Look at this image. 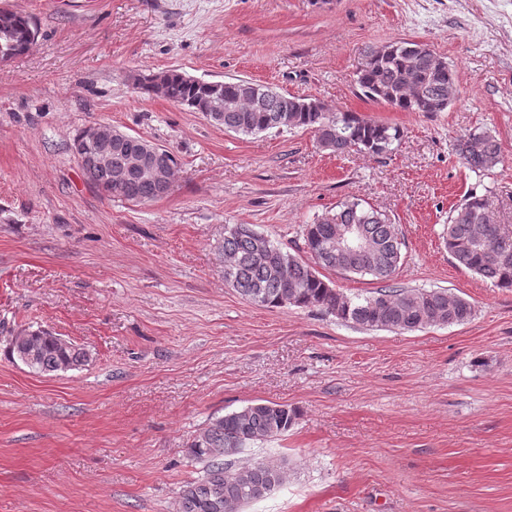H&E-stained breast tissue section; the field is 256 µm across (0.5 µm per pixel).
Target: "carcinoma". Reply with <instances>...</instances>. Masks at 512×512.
<instances>
[{"label": "carcinoma", "instance_id": "1", "mask_svg": "<svg viewBox=\"0 0 512 512\" xmlns=\"http://www.w3.org/2000/svg\"><path fill=\"white\" fill-rule=\"evenodd\" d=\"M37 27L27 16L10 12L0 16V62L24 53ZM405 41L382 48L383 55H365L356 71L364 95L377 103L404 112H428L429 102L448 105V83L455 74L443 60L412 62L403 53ZM147 95L161 92L167 100L204 112L225 101L238 100V111L224 113L226 131L251 135L270 129L302 128L314 133L319 146L336 153L365 151L382 155L393 150L400 129L388 123L339 112L336 122L348 141L339 143L338 128L330 126L316 98L281 95L264 109L248 96L250 81L237 79L209 84L176 70L151 73L137 79ZM456 150L474 171L494 168L500 147L487 131L462 138ZM121 195L128 201L158 199L153 184L130 175ZM489 200L470 195L448 216L442 238L457 264L489 278L501 288H512V232L490 220ZM351 225L366 240L369 251L350 253L334 247L336 229ZM306 245L314 263L297 259L248 224H235L224 235L221 247L224 281L254 304L266 308L296 306L318 308L336 319L368 329L413 331L427 326L463 324L473 315L471 304L451 296L446 289H407L386 284L402 261L401 239L395 225L360 201H345L306 226ZM344 274L370 276L384 286L370 295L349 298L326 281L317 267ZM12 357L40 373L78 369L88 353L45 331L23 330L10 343ZM299 410L285 404L254 402L216 418L201 430L188 447L189 460L201 466L200 478L183 486L179 512H240L264 499L285 478V469L270 461L247 462L231 473L226 459L244 453L257 443L285 436Z\"/></svg>", "mask_w": 512, "mask_h": 512}]
</instances>
